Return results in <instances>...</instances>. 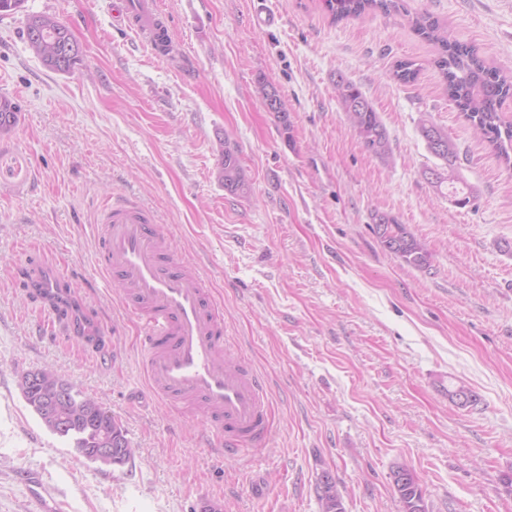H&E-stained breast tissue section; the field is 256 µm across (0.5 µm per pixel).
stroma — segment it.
<instances>
[{
    "label": "stroma",
    "mask_w": 512,
    "mask_h": 512,
    "mask_svg": "<svg viewBox=\"0 0 512 512\" xmlns=\"http://www.w3.org/2000/svg\"><path fill=\"white\" fill-rule=\"evenodd\" d=\"M114 0H26L0 16V97L20 107L0 133V512H29L24 475L60 512H320L335 478L345 512H402L397 468L415 472L428 512H512V169L449 100L436 48L409 20L512 73V0H403L404 9L332 21L322 0H159L177 55L154 56L112 24ZM274 14L254 25V11ZM62 21L82 48L74 72L43 66L26 16ZM419 68L414 83L397 61ZM373 103L392 154L366 152L336 100L337 75ZM286 102L283 132L262 83ZM444 128L476 197L459 206L425 176L419 125ZM250 185L217 179L224 139ZM151 210L176 259L222 306L224 329L264 379V447L235 455L206 414L147 390L140 325L96 266L105 204ZM386 213L423 241L418 269L385 251ZM63 263L100 325L74 338L19 276ZM49 367L97 399L133 457L78 455L26 404L22 376ZM465 384L477 405L451 403Z\"/></svg>",
    "instance_id": "obj_1"
}]
</instances>
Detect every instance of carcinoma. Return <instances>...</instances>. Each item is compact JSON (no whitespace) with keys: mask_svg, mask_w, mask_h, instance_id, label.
<instances>
[{"mask_svg":"<svg viewBox=\"0 0 512 512\" xmlns=\"http://www.w3.org/2000/svg\"><path fill=\"white\" fill-rule=\"evenodd\" d=\"M325 8L335 20L360 17L370 11L397 12L400 0H324ZM414 30L438 48L436 66L442 73L448 98L506 165L512 164V122L501 115L502 104L512 98V77L500 74L485 65L475 50L448 39L438 20L428 14H418L411 20ZM24 35L26 42L42 43L44 48L33 52L42 64L57 73H70L81 61V49L69 28L56 17L29 14ZM418 69L412 61L396 64L394 76L404 84L416 80ZM336 97L352 128L357 132L364 149L386 160L391 148L384 125L372 102L351 80L339 74L335 81ZM263 99L268 111L274 113L283 131L290 130L288 109L278 90L271 84L263 85ZM20 108L14 101L0 98V132L12 129L18 121ZM420 134L427 149L448 165L460 164L456 143L448 133L428 120L420 123ZM217 179L231 195L245 196L249 184L241 166L238 148L224 140V149L217 171ZM433 187L451 188L454 202L465 206L475 198L473 188L463 180L443 177L432 182ZM374 233L384 250L399 257L406 264L426 268L429 253L424 245L404 224L381 213L376 215ZM39 373V370H34ZM41 374V373H39ZM53 371L41 374L29 385H20L29 407L45 426L58 437L73 442L77 453L94 461L98 448L112 449L111 466H124L132 458V448L121 425L112 418L98 401L74 388L68 382L57 386ZM448 399L458 407L478 403V395L469 387L459 384L448 390ZM394 486L403 504L404 512H425L424 490L412 471L399 468L393 473ZM319 501L322 512H344L336 483L330 473L321 476Z\"/></svg>","mask_w":512,"mask_h":512,"instance_id":"obj_1","label":"carcinoma"}]
</instances>
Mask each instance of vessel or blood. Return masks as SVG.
Listing matches in <instances>:
<instances>
[{
  "mask_svg": "<svg viewBox=\"0 0 512 512\" xmlns=\"http://www.w3.org/2000/svg\"><path fill=\"white\" fill-rule=\"evenodd\" d=\"M115 17L154 55H171L172 38L156 0H117ZM97 262L140 321L150 391L172 406L207 413L225 451L265 443L269 404L260 377L224 331V317L195 268L174 258L151 211L125 202L107 206ZM37 299L65 312L52 276L32 281Z\"/></svg>",
  "mask_w": 512,
  "mask_h": 512,
  "instance_id": "b4317fda",
  "label": "vessel or blood"
}]
</instances>
